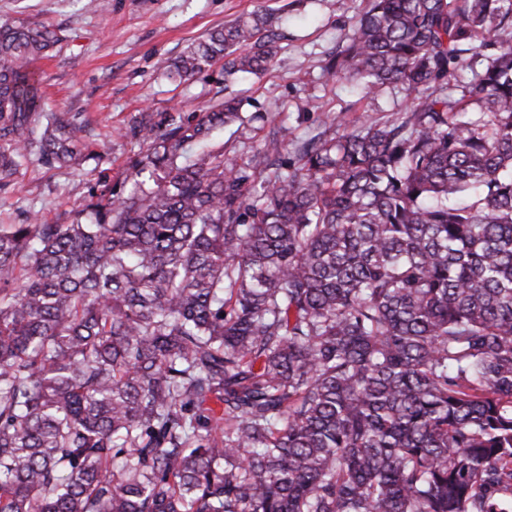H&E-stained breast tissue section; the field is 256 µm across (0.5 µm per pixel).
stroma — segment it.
Instances as JSON below:
<instances>
[{
  "label": "stroma",
  "instance_id": "stroma-1",
  "mask_svg": "<svg viewBox=\"0 0 512 512\" xmlns=\"http://www.w3.org/2000/svg\"><path fill=\"white\" fill-rule=\"evenodd\" d=\"M360 6V0H0V22L22 18L60 32L61 51L36 63L41 104L70 113L90 134L111 135V168L119 172L138 151L120 131L147 108L161 112L178 102L197 110L217 97L238 96L243 124L215 131L213 139L235 148L243 161L260 137L250 120L256 112L289 140L316 135L324 113L339 115L354 105L377 118L402 111L399 89L362 100L349 84L326 83L321 74ZM265 9L285 35L270 73L228 81L216 66L180 84L166 78L169 62L189 44L242 13ZM94 166L91 160L79 169L24 166L0 191V224L35 214L65 220L87 199Z\"/></svg>",
  "mask_w": 512,
  "mask_h": 512
}]
</instances>
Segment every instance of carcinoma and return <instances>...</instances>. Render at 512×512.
Instances as JSON below:
<instances>
[{
	"label": "carcinoma",
	"mask_w": 512,
	"mask_h": 512,
	"mask_svg": "<svg viewBox=\"0 0 512 512\" xmlns=\"http://www.w3.org/2000/svg\"><path fill=\"white\" fill-rule=\"evenodd\" d=\"M255 11L175 57L269 72ZM0 23V188L108 160ZM401 112L248 162L235 96L145 110L67 224L0 225V512H512V0H366L322 66Z\"/></svg>",
	"instance_id": "carcinoma-1"
}]
</instances>
